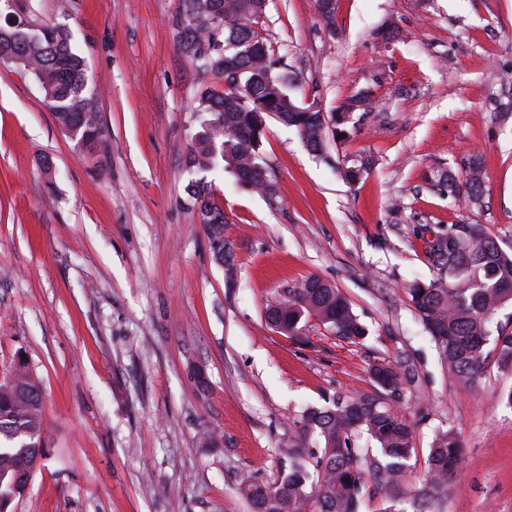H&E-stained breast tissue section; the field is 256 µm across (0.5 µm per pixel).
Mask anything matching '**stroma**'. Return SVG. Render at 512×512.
<instances>
[{
    "label": "stroma",
    "mask_w": 512,
    "mask_h": 512,
    "mask_svg": "<svg viewBox=\"0 0 512 512\" xmlns=\"http://www.w3.org/2000/svg\"><path fill=\"white\" fill-rule=\"evenodd\" d=\"M27 4L70 29L105 133L78 145L33 76L0 60V375L24 353L45 404L42 460L12 512H251L240 477L275 481L303 411L368 388L383 358L416 370L407 483L452 428L463 463L434 512H512V369L449 374L405 290L434 276L427 226L479 224L512 248V0H336L328 25L316 0H267L258 30L298 101L364 103L327 162L268 119L274 201L207 173L230 271L185 200L194 106L224 83L181 52L178 0ZM361 157L371 171L347 184L340 168ZM475 158L479 204L435 187L434 170ZM311 275L346 295L363 344L268 326L275 290Z\"/></svg>",
    "instance_id": "stroma-1"
}]
</instances>
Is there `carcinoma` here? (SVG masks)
I'll return each instance as SVG.
<instances>
[{"label": "carcinoma", "instance_id": "carcinoma-1", "mask_svg": "<svg viewBox=\"0 0 512 512\" xmlns=\"http://www.w3.org/2000/svg\"><path fill=\"white\" fill-rule=\"evenodd\" d=\"M259 0H178V39L181 51L202 71L224 80V91L201 92L195 112L199 130L186 156L187 168L198 173L217 167L250 173L251 190L271 200L277 196L275 177L261 159L266 114L274 111L281 123L294 128L316 156L327 151L329 135L341 133L349 113L331 112V131L322 112L288 93L292 80L278 71L258 31ZM20 59L33 68L44 100L61 124L78 127L83 145L97 144L104 129L97 92L88 87L83 58L61 24L31 20V27L13 26L11 14L0 18V59ZM436 185L477 203L483 194L484 174L474 162L463 181L439 171ZM189 205L203 218L212 253L227 254L224 213L214 203L205 178L184 187ZM425 256L436 270L428 283L414 282L409 300L419 322L438 348L442 362L457 377L474 380L488 358L485 346L494 341L496 361L512 367V319L491 330V321L512 305V251L479 224H437L429 228ZM282 334L303 344L308 320L323 326L334 338L360 345L368 336L348 298L332 283L309 276L291 288H279L265 311ZM11 386L0 384V471L23 472L29 449L40 439L43 399L28 368H15ZM370 389L338 391L328 405L309 408L296 423L290 465L279 480L263 483L246 476L240 490L252 512H361L365 499L390 503L382 512H399L398 498L410 499L415 512L448 493V476L462 461L461 443L453 429L439 431L429 448L425 483L401 491L411 458L413 430L401 414L412 396L415 372L407 362L378 359L369 363ZM26 486H0V509L8 512Z\"/></svg>", "mask_w": 512, "mask_h": 512}]
</instances>
